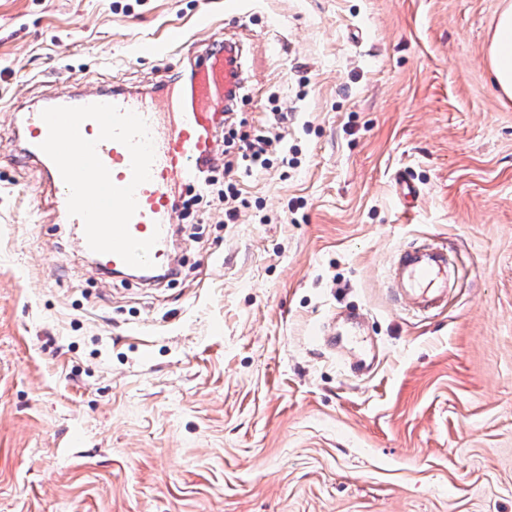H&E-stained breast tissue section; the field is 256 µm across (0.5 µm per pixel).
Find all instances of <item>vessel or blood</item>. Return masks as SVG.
Here are the masks:
<instances>
[{
  "mask_svg": "<svg viewBox=\"0 0 512 512\" xmlns=\"http://www.w3.org/2000/svg\"><path fill=\"white\" fill-rule=\"evenodd\" d=\"M237 45L225 43L223 55L210 46L194 49L189 74L168 83L162 93H143L117 85L110 89L78 91L63 98L66 106L108 103L145 118L154 142L155 160L150 181L136 190L138 210L129 222L130 234L139 240L156 237L150 256L156 269L172 263L168 250L172 224L178 207V192L184 187L204 188L203 168L216 156V124L226 108L234 85L244 83V71L232 68L231 59L240 58ZM41 108L23 111L20 130L25 155L42 162L52 184L63 223L71 225L77 238H84L81 218L67 215L68 189L55 163L41 150L48 135ZM97 154L109 169L117 186L132 179L128 149L116 141L99 142ZM393 294L408 311L419 315L433 313L448 302V251L425 244L397 250L392 264Z\"/></svg>",
  "mask_w": 512,
  "mask_h": 512,
  "instance_id": "b4317fda",
  "label": "vessel or blood"
}]
</instances>
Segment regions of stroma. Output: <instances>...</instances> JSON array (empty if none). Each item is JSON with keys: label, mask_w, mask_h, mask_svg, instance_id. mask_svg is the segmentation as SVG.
<instances>
[{"label": "stroma", "mask_w": 512, "mask_h": 512, "mask_svg": "<svg viewBox=\"0 0 512 512\" xmlns=\"http://www.w3.org/2000/svg\"><path fill=\"white\" fill-rule=\"evenodd\" d=\"M503 0H0V512H512V99ZM234 39L287 160L177 216L175 281L102 274L19 156L20 110L143 92ZM405 174L419 188L405 201ZM446 246L445 309L389 292ZM361 318L358 346L314 341ZM488 58L493 81L512 98V3H506L496 15Z\"/></svg>", "instance_id": "stroma-1"}]
</instances>
